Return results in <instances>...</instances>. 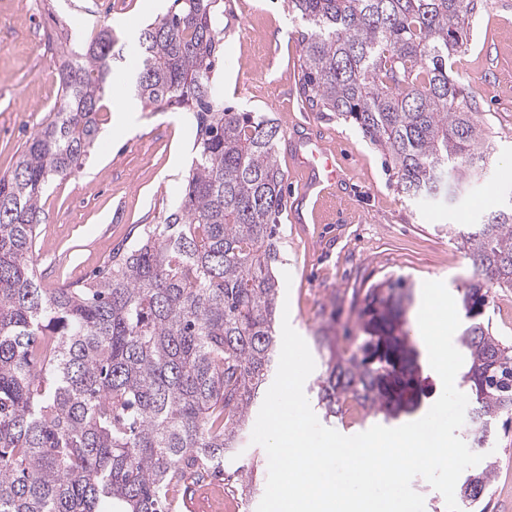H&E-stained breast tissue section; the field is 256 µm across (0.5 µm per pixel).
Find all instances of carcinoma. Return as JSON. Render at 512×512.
I'll return each mask as SVG.
<instances>
[{
    "instance_id": "1",
    "label": "carcinoma",
    "mask_w": 512,
    "mask_h": 512,
    "mask_svg": "<svg viewBox=\"0 0 512 512\" xmlns=\"http://www.w3.org/2000/svg\"><path fill=\"white\" fill-rule=\"evenodd\" d=\"M306 27L301 92L352 121L387 156L405 196L452 198L484 170L491 144L448 62L467 44L477 0H289ZM223 0H173L132 46L142 105L194 114L195 156L163 223L112 252L105 276L41 286L32 255L41 199L81 167L116 60L109 25L58 70L61 97L0 176V512H171L169 492L224 469L275 361L277 224L287 201L276 161L283 131L265 112L224 106L214 81ZM454 236L475 278L458 289L456 432L486 453L512 416V346L486 317L512 288V207ZM413 283L365 289L358 336L313 337L326 421L353 401L389 424L425 407L428 377L405 328ZM492 462L466 469L460 509L483 506Z\"/></svg>"
}]
</instances>
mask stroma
Returning a JSON list of instances; mask_svg holds the SVG:
<instances>
[{"mask_svg": "<svg viewBox=\"0 0 512 512\" xmlns=\"http://www.w3.org/2000/svg\"><path fill=\"white\" fill-rule=\"evenodd\" d=\"M144 0H0V175L16 166L25 142L60 98L62 51L48 47L47 22L56 20L83 46L101 25L112 28L114 48L125 51L151 22ZM468 48L452 59L451 73L472 93L493 146L484 176L471 179L453 200L406 198L384 155L356 126L333 112L312 111L300 94L301 39L288 0H224V62L217 68L225 105L267 112L284 136L277 161L288 202L300 180L293 143L315 136L341 164L344 183L330 191L305 223L284 217L277 274H290V323L311 340L356 333V292L388 276L414 286L444 281L449 292L474 277L450 238L453 224H476L512 201V0H479ZM97 114L100 128L81 169L53 180L41 206L33 260L43 287L92 280L113 249L143 236L180 201L195 136L194 120L141 105L132 84L107 89ZM490 454L496 463L488 512H512V424L497 427ZM240 483H266L265 450L243 435L224 463Z\"/></svg>", "mask_w": 512, "mask_h": 512, "instance_id": "stroma-1", "label": "stroma"}]
</instances>
